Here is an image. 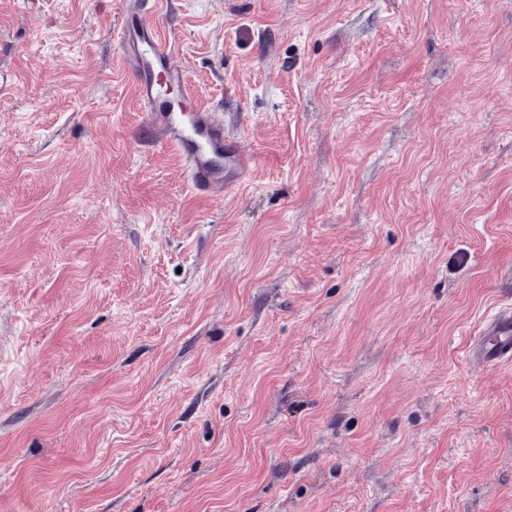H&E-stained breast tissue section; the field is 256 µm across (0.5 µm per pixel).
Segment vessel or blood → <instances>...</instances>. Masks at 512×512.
I'll use <instances>...</instances> for the list:
<instances>
[{
    "label": "vessel or blood",
    "instance_id": "obj_1",
    "mask_svg": "<svg viewBox=\"0 0 512 512\" xmlns=\"http://www.w3.org/2000/svg\"><path fill=\"white\" fill-rule=\"evenodd\" d=\"M164 0H130L118 31L120 52L137 79L138 96L156 139L174 147L191 189L216 200L242 185L254 162L240 139L224 129L221 113L186 106L171 96L185 90L186 72L177 64L179 40L164 34L154 18ZM470 356L483 364L512 361V309L488 320Z\"/></svg>",
    "mask_w": 512,
    "mask_h": 512
}]
</instances>
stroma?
I'll use <instances>...</instances> for the list:
<instances>
[{
  "label": "stroma",
  "mask_w": 512,
  "mask_h": 512,
  "mask_svg": "<svg viewBox=\"0 0 512 512\" xmlns=\"http://www.w3.org/2000/svg\"><path fill=\"white\" fill-rule=\"evenodd\" d=\"M123 9L0 0V512H512V0H169L220 201ZM165 2L129 1L118 47L136 76L139 100L156 139L177 150L195 193L221 200L224 193L244 183L254 157L241 149L239 137L224 130L220 112L185 106L170 96L173 89L188 95V78L176 63L179 39L164 34L151 20ZM470 356L482 364L512 361V309L487 321L485 331L470 346Z\"/></svg>",
  "instance_id": "35a3bbf8"
}]
</instances>
